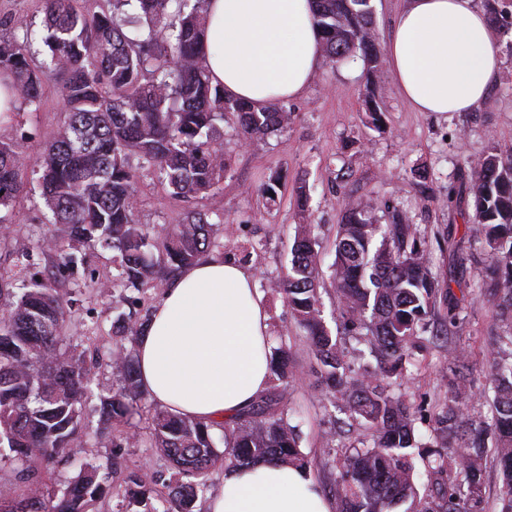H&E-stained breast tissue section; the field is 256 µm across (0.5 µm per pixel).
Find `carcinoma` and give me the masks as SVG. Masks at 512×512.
I'll return each mask as SVG.
<instances>
[{
	"instance_id": "carcinoma-1",
	"label": "carcinoma",
	"mask_w": 512,
	"mask_h": 512,
	"mask_svg": "<svg viewBox=\"0 0 512 512\" xmlns=\"http://www.w3.org/2000/svg\"><path fill=\"white\" fill-rule=\"evenodd\" d=\"M171 0H104L83 11L75 0H42L43 31L0 37V74L10 76L17 99L40 104L43 70L60 76L66 121L44 152L27 157L23 140L0 141V224L15 221L14 206L28 172L38 175L42 216L59 224L72 250L60 255L55 278L74 275L79 247L116 251L121 265L114 288L145 291L156 275H176L219 246L209 215L192 212L169 228L162 242L136 223L131 153L157 171L169 194L190 201L214 192L227 162L213 148L224 114L236 116L244 139L288 126L291 113L277 104L256 108L224 97L200 57L207 31V0L179 2L169 20ZM315 19L334 64L363 55L367 83L381 69L371 0H314ZM134 6L129 14L126 6ZM47 48L45 67L32 63L35 42ZM475 209V226L487 255L484 278L473 289L508 329L497 337L485 376L493 393L486 425L468 421L473 392L464 375L452 384L448 401L430 417L427 435L418 417L393 392L392 378L457 327L465 299L439 287L425 241L411 218L392 214L374 224L367 209L349 202L338 225L332 277L345 334L364 336L379 360L376 371L351 368L341 337L322 315L318 245L311 225H301L279 288L315 357L325 394L368 430L360 445L345 450L336 479L340 512H485L483 463L488 452L500 469L501 510L512 512V148H491L462 172ZM10 296L0 318V464L21 466L23 487L17 512H88L90 502L112 493V472L81 470L57 497L45 490L30 460L46 466L70 461L82 429V404L92 395L100 357H64L61 320L65 297L51 279L37 280ZM151 311L121 317L124 334L137 341ZM121 386L98 394L99 440L112 441V425L133 413L142 395L135 349L112 354ZM288 350L270 355L273 392L234 420L221 425L224 451H216L213 424L167 409L155 412L151 447L160 449L179 481L161 501L132 472L118 493L142 512H195L208 489L216 462L229 467L263 459L309 468L300 434L290 423L288 404L294 376ZM425 482L417 484L414 459Z\"/></svg>"
}]
</instances>
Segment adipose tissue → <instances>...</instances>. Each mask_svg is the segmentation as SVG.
Segmentation results:
<instances>
[{
    "mask_svg": "<svg viewBox=\"0 0 512 512\" xmlns=\"http://www.w3.org/2000/svg\"><path fill=\"white\" fill-rule=\"evenodd\" d=\"M202 53L212 82L264 107L307 89L324 55L311 0H209ZM474 0H407L390 68L417 112H470L502 66ZM269 326L252 273L212 255L166 288L138 342L141 386L161 406L209 424L232 419L269 384ZM208 512H332L308 471L256 462L225 471Z\"/></svg>",
    "mask_w": 512,
    "mask_h": 512,
    "instance_id": "obj_1",
    "label": "adipose tissue"
}]
</instances>
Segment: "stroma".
<instances>
[{
    "label": "stroma",
    "instance_id": "35a3bbf8",
    "mask_svg": "<svg viewBox=\"0 0 512 512\" xmlns=\"http://www.w3.org/2000/svg\"><path fill=\"white\" fill-rule=\"evenodd\" d=\"M10 24L5 36H20L25 30H41L43 14L38 0H0V17ZM504 59L491 92L471 112H417L402 97L390 67H383L374 87L366 85L362 56L341 64L322 61L306 92L286 101L291 114L282 131L243 141L235 130L233 115H225L216 132L224 151L227 171L218 191L189 202L171 197L161 178L143 169L137 155L128 164L137 174L135 219L151 234L159 235L181 223L189 211L202 210L217 217L214 232L223 241V255L245 262L254 273L269 317V344L289 348L295 361L291 389V422L301 435V449L311 461L310 472L323 487H331L343 462V450L356 444L364 431L345 411L334 407L312 372L314 358L297 328L277 282L290 259L297 226L312 224L319 239L323 267L334 261L336 227L345 205L358 201L372 206L376 223L386 224L392 210L411 217L430 253L431 269L441 288L461 294L480 281L486 253L473 241L464 252V262L448 253L449 236L471 238L473 199L465 190L460 172L468 161L485 155L492 146H512V32L497 34ZM53 73L43 78V98L38 111L18 104L11 122L0 125V139L10 140L27 132L25 150L42 153L46 143L65 120L64 102ZM374 91L383 113L381 126L366 115L365 93ZM280 180L274 202H266L260 187L271 173ZM305 186V209L295 201L297 186ZM41 199L35 177H28L26 192L15 205L16 221L0 233V286L21 294L30 275L50 273L59 254L45 250V239L60 237L59 226L46 224L40 212ZM251 254H244V247ZM85 258L74 283L64 290L71 303L62 321L65 353L98 352L106 360L128 340L117 330L119 315L141 313L154 307L166 285L157 283L146 293L132 288L109 289L119 272L112 250L86 247ZM487 302L474 300L462 313L451 334L453 345L468 357L470 380L478 401L470 418L489 420L491 394L484 377L492 336L500 332ZM451 344V345H452ZM449 347V346H448ZM441 345L429 350L398 378L395 391L420 418L419 433H426V420L448 399V379L456 364ZM96 400L82 408L81 436L87 443L77 465L49 471L39 462L31 467L43 484L63 494L77 476L79 464L112 467V483L120 485L128 472H135L154 495L167 494L178 475L168 458L150 446L152 417L159 405L143 397L131 425L123 427L117 443H97L99 413Z\"/></svg>",
    "mask_w": 512,
    "mask_h": 512
}]
</instances>
